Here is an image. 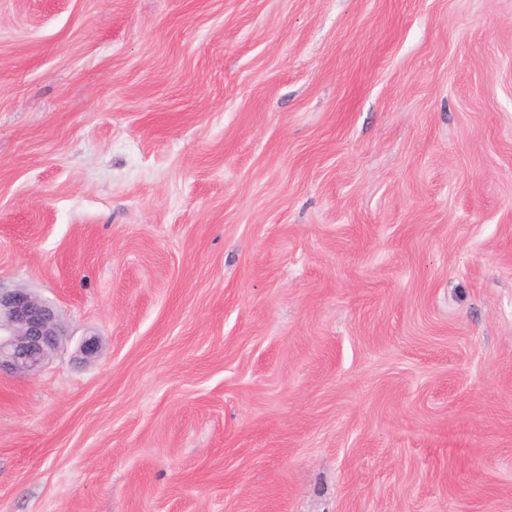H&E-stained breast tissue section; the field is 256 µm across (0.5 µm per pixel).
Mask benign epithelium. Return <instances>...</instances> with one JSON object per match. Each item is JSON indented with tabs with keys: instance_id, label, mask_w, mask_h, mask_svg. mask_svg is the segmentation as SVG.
Returning <instances> with one entry per match:
<instances>
[{
	"instance_id": "1",
	"label": "benign epithelium",
	"mask_w": 512,
	"mask_h": 512,
	"mask_svg": "<svg viewBox=\"0 0 512 512\" xmlns=\"http://www.w3.org/2000/svg\"><path fill=\"white\" fill-rule=\"evenodd\" d=\"M63 336L53 304L25 288L0 285V371L23 377L37 374Z\"/></svg>"
}]
</instances>
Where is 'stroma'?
<instances>
[{"instance_id": "1", "label": "stroma", "mask_w": 512, "mask_h": 512, "mask_svg": "<svg viewBox=\"0 0 512 512\" xmlns=\"http://www.w3.org/2000/svg\"><path fill=\"white\" fill-rule=\"evenodd\" d=\"M0 284V512H512V0H0ZM65 329L55 306L25 288L0 284V373L37 374L59 347Z\"/></svg>"}]
</instances>
